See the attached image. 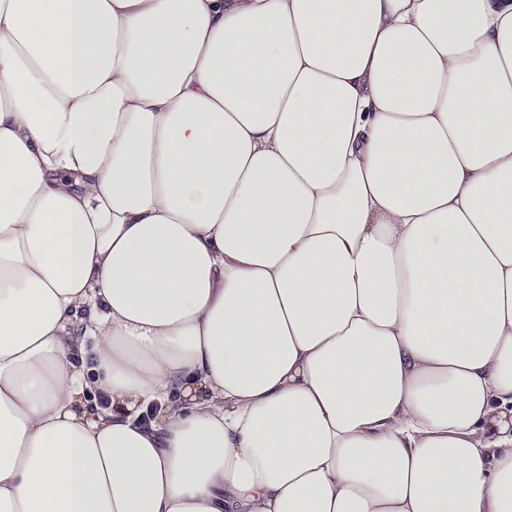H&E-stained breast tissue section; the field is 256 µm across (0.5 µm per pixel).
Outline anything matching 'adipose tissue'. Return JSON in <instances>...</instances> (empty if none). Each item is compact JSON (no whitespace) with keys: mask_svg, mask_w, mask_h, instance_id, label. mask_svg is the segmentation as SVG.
Instances as JSON below:
<instances>
[{"mask_svg":"<svg viewBox=\"0 0 512 512\" xmlns=\"http://www.w3.org/2000/svg\"><path fill=\"white\" fill-rule=\"evenodd\" d=\"M0 512H512V0H0Z\"/></svg>","mask_w":512,"mask_h":512,"instance_id":"ef3b65f1","label":"adipose tissue"}]
</instances>
